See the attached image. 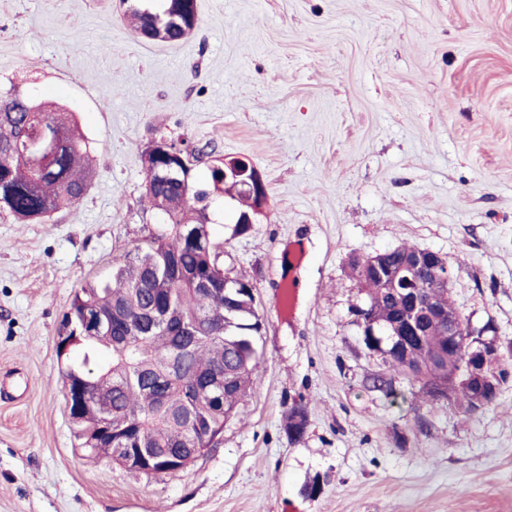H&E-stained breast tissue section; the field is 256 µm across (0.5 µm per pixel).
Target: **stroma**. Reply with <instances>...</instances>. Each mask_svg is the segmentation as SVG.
Returning a JSON list of instances; mask_svg holds the SVG:
<instances>
[{"label":"stroma","instance_id":"35a3bbf8","mask_svg":"<svg viewBox=\"0 0 512 512\" xmlns=\"http://www.w3.org/2000/svg\"><path fill=\"white\" fill-rule=\"evenodd\" d=\"M123 13L0 0V90L67 108L92 163L44 221L0 211V512H512V381L467 414L395 373L364 345L353 271L441 254L474 337L512 356V0H198L176 44ZM160 138L209 149L199 182L245 157L266 185L247 234L229 196L210 208L219 264L256 288L264 362L217 448L145 475L81 448L57 342L76 291L158 227L141 155Z\"/></svg>","mask_w":512,"mask_h":512}]
</instances>
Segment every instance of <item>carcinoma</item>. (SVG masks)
<instances>
[{
	"label": "carcinoma",
	"instance_id": "carcinoma-1",
	"mask_svg": "<svg viewBox=\"0 0 512 512\" xmlns=\"http://www.w3.org/2000/svg\"><path fill=\"white\" fill-rule=\"evenodd\" d=\"M137 37L147 42L177 43L198 29L197 0H122ZM45 134L57 150L41 173L38 154L25 142ZM143 155L157 174L147 181L151 207L167 215V223L149 238L134 244L113 260V283L88 285L76 292L57 344L78 350L82 362L70 364L65 377L85 385L90 397L76 436L89 454L113 455L101 439L107 427L128 449L112 463L139 471L140 449L164 455L180 447L189 430L183 416L193 412L207 420L206 437L196 436L201 448L210 437L222 435L224 426L247 395L262 353L256 336L261 318L246 277L231 276L219 268L218 244L193 235L196 226L211 218L207 200L210 189L198 184L192 161L205 152L174 143L161 149L150 143ZM91 167L88 147L71 112L49 102H38L29 93L12 88L0 94V208L20 221H38L80 199L88 189ZM418 251L400 246L386 255L389 265L401 268L406 257ZM401 298L394 289L366 294L364 323L378 328L402 314ZM145 311L138 324L129 322L134 311ZM100 320V330L89 336L82 327L85 315ZM200 321L223 327L212 335L203 332L194 340L185 326ZM463 336L454 347L455 361L441 371L432 361L435 348L448 345L446 328L431 327L426 336H401L390 340L386 363L415 380H447L465 363L474 338L468 320L460 317ZM224 372V401L201 396L189 387L203 384ZM306 408L292 407L288 430L300 434Z\"/></svg>",
	"mask_w": 512,
	"mask_h": 512
}]
</instances>
